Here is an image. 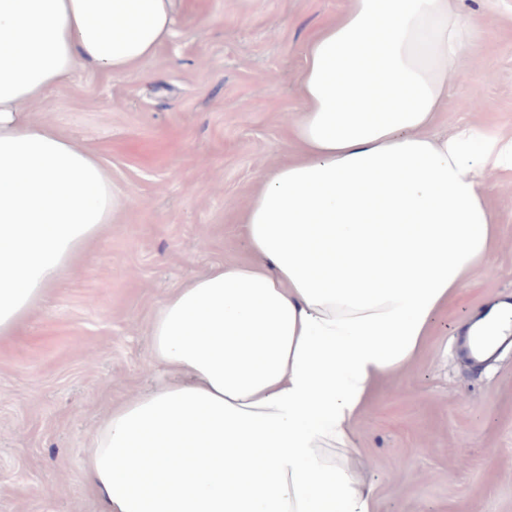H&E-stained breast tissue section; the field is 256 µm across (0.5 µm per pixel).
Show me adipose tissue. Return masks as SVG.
<instances>
[{
	"label": "adipose tissue",
	"mask_w": 512,
	"mask_h": 512,
	"mask_svg": "<svg viewBox=\"0 0 512 512\" xmlns=\"http://www.w3.org/2000/svg\"><path fill=\"white\" fill-rule=\"evenodd\" d=\"M175 0H0V337L123 202L97 153L32 107L77 70L120 78L175 35ZM474 27L454 0H350L309 41L291 157L212 266L150 327L152 387L83 450L101 512H374L354 429L497 239L512 137L432 134Z\"/></svg>",
	"instance_id": "obj_1"
}]
</instances>
